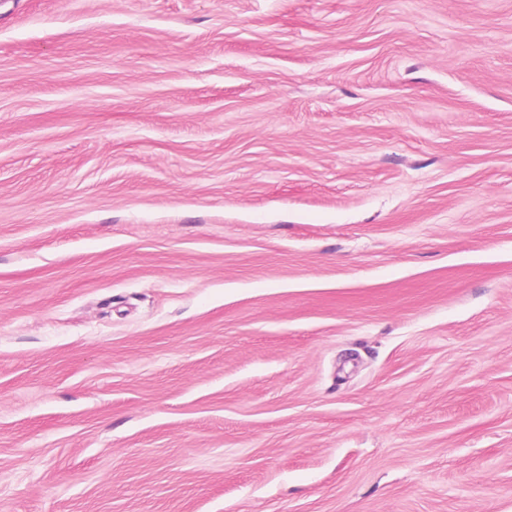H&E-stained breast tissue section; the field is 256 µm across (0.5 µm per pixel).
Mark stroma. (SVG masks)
<instances>
[{
	"instance_id": "stroma-1",
	"label": "stroma",
	"mask_w": 512,
	"mask_h": 512,
	"mask_svg": "<svg viewBox=\"0 0 512 512\" xmlns=\"http://www.w3.org/2000/svg\"><path fill=\"white\" fill-rule=\"evenodd\" d=\"M0 512H512V0H0Z\"/></svg>"
}]
</instances>
